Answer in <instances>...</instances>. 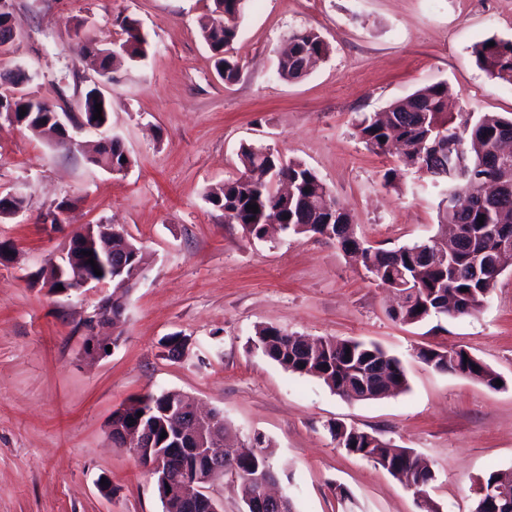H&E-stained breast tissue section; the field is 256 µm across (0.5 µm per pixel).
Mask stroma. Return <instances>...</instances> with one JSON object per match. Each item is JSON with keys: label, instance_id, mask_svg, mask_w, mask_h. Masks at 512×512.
I'll return each mask as SVG.
<instances>
[{"label": "stroma", "instance_id": "35a3bbf8", "mask_svg": "<svg viewBox=\"0 0 512 512\" xmlns=\"http://www.w3.org/2000/svg\"><path fill=\"white\" fill-rule=\"evenodd\" d=\"M25 30L8 66L24 92L79 112L97 75L77 36L107 47L137 20L145 58L113 72L109 127L132 164L116 175L81 151L0 125V191L27 206L0 217V512H164L156 481L113 444L109 422L131 399L180 391L220 411L232 445L273 442L279 489L295 512H419L413 490L337 447L340 422L428 461L440 512H474L490 472L512 469V270L474 315L393 320L395 300L336 242L271 230L258 240L205 199L240 167L241 147L312 168L353 216L358 238L393 250L440 231L439 190L359 138L363 115L447 83L448 115L512 114V89L475 62V43L512 40V0H252L230 54L240 74H217L200 27L212 0H12ZM315 29L328 57L306 76L277 73L288 36ZM393 181H385L388 170ZM64 199L61 224L43 216ZM88 224L122 228L145 258L125 299L119 342L86 350L100 296L51 293L40 271ZM260 325L312 339L362 340L398 356L407 391L377 402L342 398L255 349ZM189 341L184 358L162 344ZM462 348L502 379L499 388L420 362L418 348ZM108 478L103 495L99 478Z\"/></svg>", "mask_w": 512, "mask_h": 512}]
</instances>
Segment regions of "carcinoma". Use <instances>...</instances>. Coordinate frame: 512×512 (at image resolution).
Masks as SVG:
<instances>
[{
  "label": "carcinoma",
  "instance_id": "1",
  "mask_svg": "<svg viewBox=\"0 0 512 512\" xmlns=\"http://www.w3.org/2000/svg\"><path fill=\"white\" fill-rule=\"evenodd\" d=\"M237 0H213L214 18L201 29L202 38L216 59L218 74L226 82L238 78V62L227 55L228 47L238 38L240 20L246 7H236ZM121 28L126 35L123 56L136 61L146 56V39L141 35L136 21L123 18ZM494 46H488V43ZM77 51L82 60L90 64L101 77L112 79L116 57L112 50L100 48L91 41L84 42ZM330 52L329 45L314 29L292 33L279 55L278 74L285 80L298 79L304 61L320 59ZM476 64L491 76L512 85V40L488 39L474 46ZM12 78L8 87L0 83V108L17 113L20 126L54 139L56 133V106L29 94L13 95L15 88L28 76L19 68L0 72ZM449 87L445 82L435 83L415 91L404 100L392 103L385 112L364 116L357 125V133L365 145L373 151L385 153L392 141L400 143V153L405 165L417 167L416 153L433 141V137L448 131L456 137L454 150L442 153L445 176L433 181L440 186L438 204L440 217L457 228L455 252L446 263L430 259L428 252L438 245V237L402 246L395 250L365 247L356 238L352 217L322 182L314 170L304 163L284 160L282 156L266 148L244 146L240 152L242 171L224 180V184L206 195L212 207L224 211V223L241 224L249 234L261 239L265 225L259 219L277 218L283 229L295 234L313 233L334 239L341 248L361 258L366 270L378 285L407 286L410 302L390 312V316L405 324L421 323L432 316L472 315L484 306L490 291L488 281H497V267L512 268V244L505 242L512 231V185L502 188L496 172L485 168L489 162L502 160L499 143L505 131L512 129V116L485 113L475 121L461 118L456 126L448 124L447 100ZM102 104L101 116H108L105 95L96 86L85 90L82 98V116L92 121L95 105ZM26 111L23 116L20 111ZM95 164L121 174L131 165V158L121 139L112 140V146H98ZM483 168L485 197L481 205L475 204L469 193V181L476 168ZM282 175L292 181L294 194L285 198L272 182L273 175ZM255 204L258 212L247 209ZM481 255L487 270L481 278H474L470 265L473 256ZM68 273L57 284L68 288L77 271L90 274L94 268L87 263L90 256L81 254L73 246L67 248ZM456 298L455 312L440 309L439 301L446 293ZM422 311H417V308ZM255 348L272 361L293 373L308 375L321 380L330 390L358 401H377L391 395L386 383L394 389H408L407 373L402 360L381 346L357 340L325 339L316 350L305 348L296 337L273 326H261L255 330ZM417 358L438 371L456 373L460 370L467 377L487 387L497 388L499 375L480 359L466 350H437L421 347ZM478 369H473V366ZM152 418L155 419V447L165 451L171 447L162 432L170 431L167 417L161 411L170 404L182 402V393L162 390L150 394ZM337 445L346 451L373 462L418 492H425L436 480L431 466L384 439L341 423L329 426ZM271 444L261 435L254 436L247 450L235 454L226 449L224 468L236 476L242 502H247L253 492L254 482L264 476L271 466ZM483 484L500 489L506 498L498 501L500 512H512V469L490 472Z\"/></svg>",
  "mask_w": 512,
  "mask_h": 512
}]
</instances>
